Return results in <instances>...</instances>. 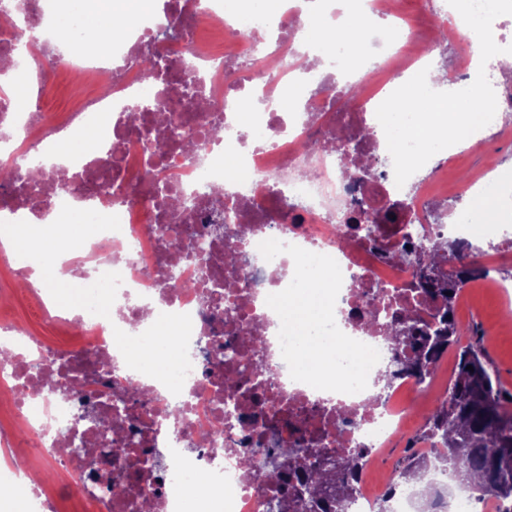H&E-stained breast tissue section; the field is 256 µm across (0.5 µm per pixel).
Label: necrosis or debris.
<instances>
[{
  "label": "necrosis or debris",
  "instance_id": "1",
  "mask_svg": "<svg viewBox=\"0 0 512 512\" xmlns=\"http://www.w3.org/2000/svg\"><path fill=\"white\" fill-rule=\"evenodd\" d=\"M337 2L332 20L371 43L351 61L341 43L315 40L300 52L299 33L315 17L295 6L277 16L251 0H178L160 14L124 16L71 56L45 28L64 0H25L22 12L0 0V53L22 50L24 61L9 67L35 77L20 90L0 85V167L13 174L0 181V264L11 272L0 289V480L30 477L29 512H267L283 498L288 512H305L285 496L306 479L304 467L256 479L268 455L335 463L362 448L371 460L404 437L419 398L442 401L435 374H404L383 390L351 375L344 357L320 373L301 370L276 339L279 300L300 288L302 261L317 257L334 311L316 331L380 362L411 356L393 339L395 313L428 321L443 305L410 289L402 254L444 238L464 263L475 259L474 225L452 209L431 220L457 153L431 158L397 186L375 115L429 60L447 56L431 22L456 27L455 9L418 0L422 21L412 24L401 0ZM174 20L186 21L184 34L165 39ZM217 26L228 34L221 48L203 37ZM153 53L164 61L143 73L135 60ZM71 71L95 91L75 111L52 113L43 89ZM90 126L101 153L56 158L59 142ZM222 155L237 158L236 169L220 165ZM158 172L186 208L159 206ZM497 174L489 164L453 198L495 187L490 236L502 251L512 247V184ZM64 197L96 208L93 231L68 234L46 255L61 278L104 283V295L78 309L29 286L31 271L15 258L24 241L7 224L60 220ZM173 236L200 241L208 264L172 256ZM20 285L39 323L67 330L66 342L21 332L4 305ZM157 314L175 320L174 335L159 352L119 361L123 345L158 332ZM416 454L428 481L446 489L434 512H468L433 445L418 442ZM116 461L125 479L95 493ZM189 471L211 487L207 508L187 507ZM352 486V501L335 512H378L389 495L395 512H418L411 487L374 481L372 467Z\"/></svg>",
  "mask_w": 512,
  "mask_h": 512
}]
</instances>
